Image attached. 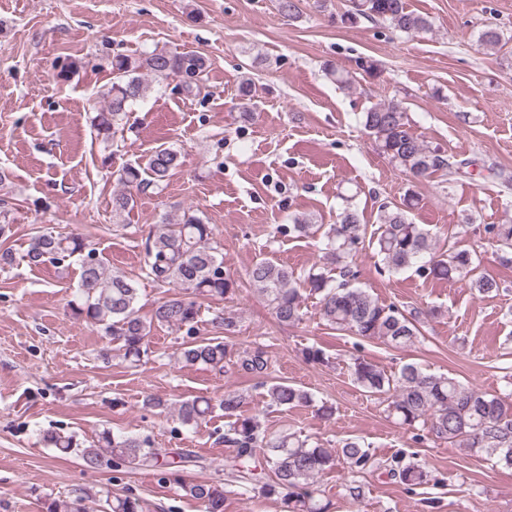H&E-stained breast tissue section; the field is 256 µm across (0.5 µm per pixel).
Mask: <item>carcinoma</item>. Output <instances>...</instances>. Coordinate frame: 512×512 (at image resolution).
<instances>
[{
  "mask_svg": "<svg viewBox=\"0 0 512 512\" xmlns=\"http://www.w3.org/2000/svg\"><path fill=\"white\" fill-rule=\"evenodd\" d=\"M361 18L381 19L406 33L432 31L431 20L408 10L406 0H351V8L341 16V22L353 25ZM206 69V58L194 51L154 49L136 57L113 58V80L102 92L105 104L92 117L97 135L105 143L112 140L119 121L150 91L147 77L179 78L190 92L200 88ZM362 126L365 135L415 182L439 171L452 175L469 167V160L452 162L420 139L398 100L370 108L362 116ZM181 164V153L162 143L144 161L122 166L119 181L124 191L112 197L113 218L120 219L133 209L134 193L167 180ZM413 201L414 195L410 194L402 205L380 210L379 228L370 236L357 212L344 208L336 223L322 234V265L300 277L286 265L260 261L246 273L248 284L282 323L302 321L306 291L319 296V316L330 329L377 339L395 349L414 345L421 336L417 315L381 304L368 290L356 285L358 255L369 245L378 257L376 270L381 275L412 268L424 280L463 282L487 296L498 290V283L477 273V252L493 247L501 252L504 262L511 263L512 224H487L483 235L472 244L457 238L439 254L430 231L407 220L406 210ZM144 245L146 278L180 289L179 294L159 301L148 319L140 315L135 281L121 270L107 268L79 234L39 232L31 238L24 258L31 266L79 262L78 301L71 304L73 315L109 337L117 356L133 366L148 359L153 326L184 328L187 340L178 348L182 363L203 365L219 375L224 374V364L232 363L259 380L266 389L270 408L308 407L315 403L308 391L268 379L270 360L262 344L238 348L232 343L238 327L235 314L223 309L216 314L214 323L224 335L197 336L200 300L220 304L233 298L241 287L240 279L224 267L223 252L214 241L211 225L188 209L176 219L164 217L149 232ZM301 355L314 365L329 363L325 351L316 345L304 347ZM350 372L354 384L363 392L391 398L388 412L399 424L412 429L422 424L427 434H418L416 439L424 440L429 434L460 448H478L489 458L512 467L511 403L488 397L455 378L428 374L415 363L388 374L357 356L352 358ZM244 401L242 393L226 390L216 399L197 396L179 402L175 408L166 398L150 395L144 406L159 414L174 410L178 423L184 427L197 426L217 409L224 411L228 418L224 442L235 448V455L225 464L231 482L263 497L280 499L283 512H329L331 504L316 499L315 482L336 465V456L296 433L268 434L256 417L241 414ZM40 443L59 457L77 456L91 468L110 464L115 471L150 469L160 481L177 485L200 512H224V486L186 478V466L199 459L182 448H156L148 437L115 434L108 428L102 429L96 441L85 448L73 435L57 430L42 432ZM339 448L353 473L379 470L410 489L428 481V472L421 465L406 461L402 452L377 460L364 442L352 438L340 442ZM260 464L271 472V478L266 480L258 472ZM44 508L45 512H145L142 499L132 493L103 499L99 493L89 491L50 497Z\"/></svg>",
  "mask_w": 512,
  "mask_h": 512,
  "instance_id": "carcinoma-1",
  "label": "carcinoma"
}]
</instances>
